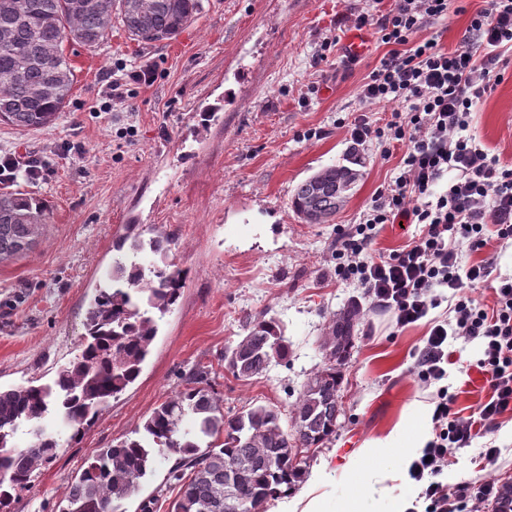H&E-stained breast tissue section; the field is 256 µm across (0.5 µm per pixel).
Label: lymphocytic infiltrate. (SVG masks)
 <instances>
[{
    "label": "lymphocytic infiltrate",
    "mask_w": 512,
    "mask_h": 512,
    "mask_svg": "<svg viewBox=\"0 0 512 512\" xmlns=\"http://www.w3.org/2000/svg\"><path fill=\"white\" fill-rule=\"evenodd\" d=\"M454 0H393L374 16L358 14L353 24L374 26L386 53L366 77L360 99L392 104L382 124L366 114L355 117L350 138L402 148L400 174L377 191L362 220L342 230L332 254L337 280L357 281L376 308L388 311L395 328L424 318L450 301L452 321L433 322L414 355L423 383H438L432 396L433 437L408 468L423 485L426 512H479L497 498L494 482L445 484L439 479L454 450L469 447L512 413V279L501 278L493 257L462 265V250L477 252L489 236L512 241V167L488 156L475 138L464 136L472 108L492 95L512 69V0H485L451 49L436 39L418 40L429 21L447 17ZM457 176L443 193L439 181ZM407 222L419 235L389 254L375 251L376 228ZM490 291L491 301L476 297ZM482 343L475 367L486 380L487 400L469 417L455 409L457 396L441 387L448 376V339Z\"/></svg>",
    "instance_id": "obj_1"
}]
</instances>
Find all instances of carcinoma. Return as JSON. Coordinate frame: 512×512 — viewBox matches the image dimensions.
<instances>
[{
    "instance_id": "1",
    "label": "carcinoma",
    "mask_w": 512,
    "mask_h": 512,
    "mask_svg": "<svg viewBox=\"0 0 512 512\" xmlns=\"http://www.w3.org/2000/svg\"><path fill=\"white\" fill-rule=\"evenodd\" d=\"M200 8V0H0V121L19 131L56 121L66 106L74 70L64 42L94 50L120 24L131 39L160 42L179 34ZM359 173L345 165L326 167L299 183L290 206L308 224H327L349 199ZM46 203L24 193L0 195V263L23 254L46 222ZM174 238L144 237L131 224L113 249L112 272L86 312L79 353L45 384L0 389V512H11L17 492L34 472L53 462L63 443L45 424L54 415L84 434L110 399L139 378L160 321L177 303L185 273L168 261ZM153 255L147 263L143 254ZM362 317L357 302L327 320L320 343L325 363L310 374L293 404L290 426L267 405L224 412V400L208 388L206 368L187 378L183 390L157 406L132 435L101 448L71 483L60 512H125L155 466L179 456L170 478L179 486L170 512H224V464L246 468L241 496L255 512L268 500L302 482L305 453L336 435L342 412L344 370L355 347ZM245 335L225 351L224 364L242 381L288 361L284 325L261 314L246 319ZM30 439L14 444L18 429Z\"/></svg>"
}]
</instances>
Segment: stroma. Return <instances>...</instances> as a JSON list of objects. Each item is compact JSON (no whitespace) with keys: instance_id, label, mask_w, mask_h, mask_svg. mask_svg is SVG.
Here are the masks:
<instances>
[{"instance_id":"obj_1","label":"stroma","mask_w":512,"mask_h":512,"mask_svg":"<svg viewBox=\"0 0 512 512\" xmlns=\"http://www.w3.org/2000/svg\"><path fill=\"white\" fill-rule=\"evenodd\" d=\"M457 6L449 18L424 24L420 38L455 46L482 2ZM369 7L368 0H202L169 40L142 45L116 27L93 51L66 43L75 84L55 124L23 133L0 122V151L45 171L37 183L0 182V193H30L49 209L31 249L0 264L1 388L48 382L74 357L125 224L174 234L169 260L186 272L138 380L38 471L14 512H59L84 460L141 424L198 366L208 367L225 411L262 404L289 414L309 373L324 363L319 344L328 316L353 300L364 315L341 388L339 427L307 460L318 486L309 496L297 485L266 512H307L314 499L320 512H340L361 478L347 465L364 443L429 402L434 389L413 374V354L430 319L447 316V307L398 330L357 283L337 281L333 271L339 230L359 223L378 188L399 174V155L384 157L376 143L354 147L347 127L362 111L390 114V105L360 100L386 46L370 37L360 63L348 68L343 53L328 47ZM122 66L150 68L154 79L128 83L122 97H112L111 76ZM467 131L512 163V76L471 112ZM331 165L358 170L353 193L331 223H305L289 197ZM262 313L283 322L288 361L237 380L224 367V352L242 336L246 316ZM452 347L461 362L450 366L447 384L467 416L487 395L462 370L481 346L460 338ZM489 439L502 450L495 465L479 458L477 440L456 452L442 482H512V414ZM416 454L396 448L371 461V470L387 474V489L363 500L361 512H397Z\"/></svg>"}]
</instances>
